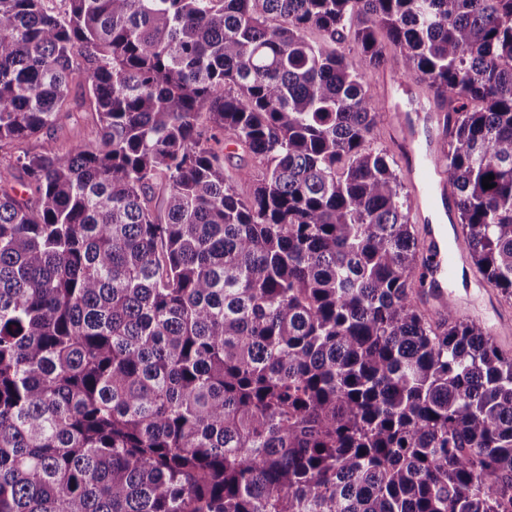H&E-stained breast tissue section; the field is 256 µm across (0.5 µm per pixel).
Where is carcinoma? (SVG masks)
<instances>
[{"mask_svg":"<svg viewBox=\"0 0 512 512\" xmlns=\"http://www.w3.org/2000/svg\"><path fill=\"white\" fill-rule=\"evenodd\" d=\"M63 2L0 0V149L47 135L0 157V512H512V355L421 312L340 50L448 102L512 297V0ZM75 85L97 142L60 147Z\"/></svg>","mask_w":512,"mask_h":512,"instance_id":"carcinoma-1","label":"carcinoma"}]
</instances>
